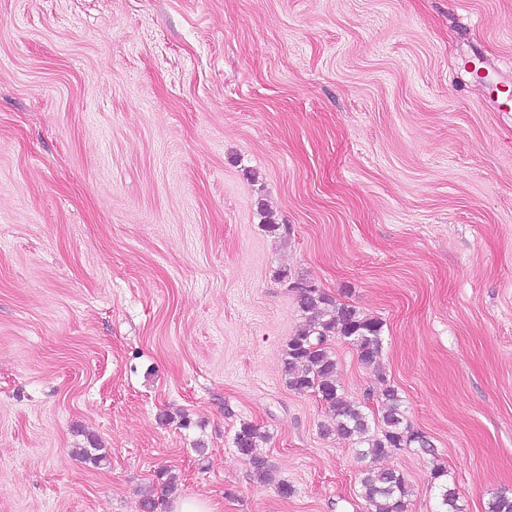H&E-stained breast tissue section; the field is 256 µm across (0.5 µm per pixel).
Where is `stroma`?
Returning <instances> with one entry per match:
<instances>
[{
  "instance_id": "1",
  "label": "stroma",
  "mask_w": 512,
  "mask_h": 512,
  "mask_svg": "<svg viewBox=\"0 0 512 512\" xmlns=\"http://www.w3.org/2000/svg\"><path fill=\"white\" fill-rule=\"evenodd\" d=\"M505 84L512 0H0V512H142L165 475L217 512H371L285 383L283 267L383 321L375 363L330 347L435 447L378 461L408 512L437 463L458 512L512 496ZM264 436L252 424L243 423L235 433L234 446L242 459L251 466L253 473L260 484L268 479V462L257 452L259 441Z\"/></svg>"
}]
</instances>
